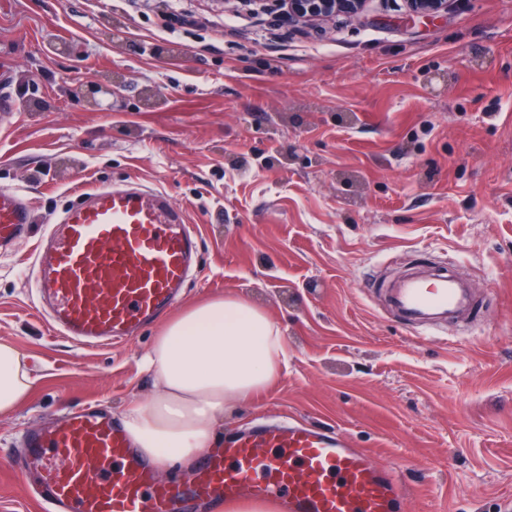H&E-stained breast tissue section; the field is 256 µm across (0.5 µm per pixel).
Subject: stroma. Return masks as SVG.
<instances>
[{
  "mask_svg": "<svg viewBox=\"0 0 512 512\" xmlns=\"http://www.w3.org/2000/svg\"><path fill=\"white\" fill-rule=\"evenodd\" d=\"M0 187L34 220L0 255V338L31 358L30 402L0 417V512H46L14 466L23 435L155 393L158 326L84 348L41 315L32 260L80 192L138 183L197 228L182 305L237 295L279 325L288 370L224 431L301 419L392 463L402 512L512 507V0L290 24L238 0H0ZM110 81L118 110L80 87ZM418 267L468 278L478 310L422 336L372 280Z\"/></svg>",
  "mask_w": 512,
  "mask_h": 512,
  "instance_id": "1",
  "label": "stroma"
}]
</instances>
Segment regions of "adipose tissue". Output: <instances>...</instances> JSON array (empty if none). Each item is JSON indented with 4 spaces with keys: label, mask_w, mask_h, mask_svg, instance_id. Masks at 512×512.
Returning a JSON list of instances; mask_svg holds the SVG:
<instances>
[{
    "label": "adipose tissue",
    "mask_w": 512,
    "mask_h": 512,
    "mask_svg": "<svg viewBox=\"0 0 512 512\" xmlns=\"http://www.w3.org/2000/svg\"><path fill=\"white\" fill-rule=\"evenodd\" d=\"M287 362L281 331L262 308L235 296L191 304L167 320L141 358L156 394L125 409L123 428L143 459L192 467L215 447L225 409L270 387ZM35 383L29 355L0 339V415L27 402Z\"/></svg>",
    "instance_id": "1"
}]
</instances>
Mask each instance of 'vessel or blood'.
Returning <instances> with one entry per match:
<instances>
[{
  "mask_svg": "<svg viewBox=\"0 0 512 512\" xmlns=\"http://www.w3.org/2000/svg\"><path fill=\"white\" fill-rule=\"evenodd\" d=\"M31 222L21 190L0 187V253ZM198 268L196 235L153 189L103 186L79 194L50 229L33 282L49 322L73 342L108 345L138 335L173 308ZM403 326L424 330L477 306L458 276L381 282ZM53 512H188L192 502L270 501L277 512H397L395 471L335 428L266 422L228 433L191 474L159 478L121 425L89 406L27 432L17 462Z\"/></svg>",
  "mask_w": 512,
  "mask_h": 512,
  "instance_id": "vessel-or-blood-1",
  "label": "vessel or blood"
}]
</instances>
